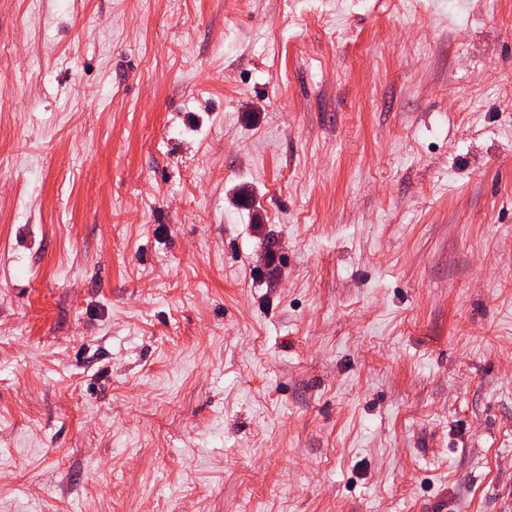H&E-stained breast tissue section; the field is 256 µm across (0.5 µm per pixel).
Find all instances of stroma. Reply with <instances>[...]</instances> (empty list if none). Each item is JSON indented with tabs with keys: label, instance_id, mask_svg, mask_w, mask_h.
I'll list each match as a JSON object with an SVG mask.
<instances>
[{
	"label": "stroma",
	"instance_id": "stroma-1",
	"mask_svg": "<svg viewBox=\"0 0 512 512\" xmlns=\"http://www.w3.org/2000/svg\"><path fill=\"white\" fill-rule=\"evenodd\" d=\"M0 512H512V0H0Z\"/></svg>",
	"mask_w": 512,
	"mask_h": 512
}]
</instances>
